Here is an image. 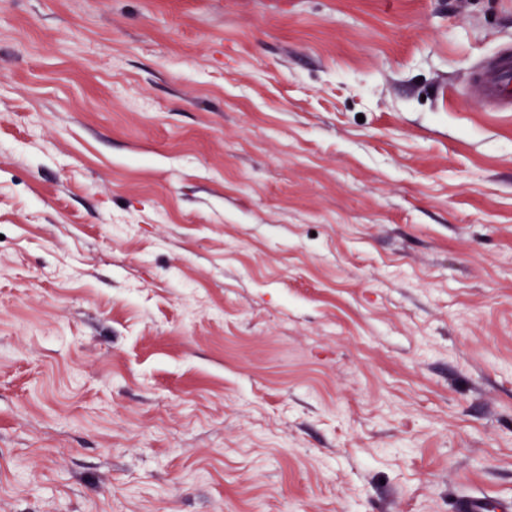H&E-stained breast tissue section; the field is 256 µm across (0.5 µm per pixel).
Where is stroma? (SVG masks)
Segmentation results:
<instances>
[{"mask_svg": "<svg viewBox=\"0 0 512 512\" xmlns=\"http://www.w3.org/2000/svg\"><path fill=\"white\" fill-rule=\"evenodd\" d=\"M512 0H0V512L512 497ZM475 84L493 112H512V49L503 48L480 70Z\"/></svg>", "mask_w": 512, "mask_h": 512, "instance_id": "1", "label": "stroma"}]
</instances>
